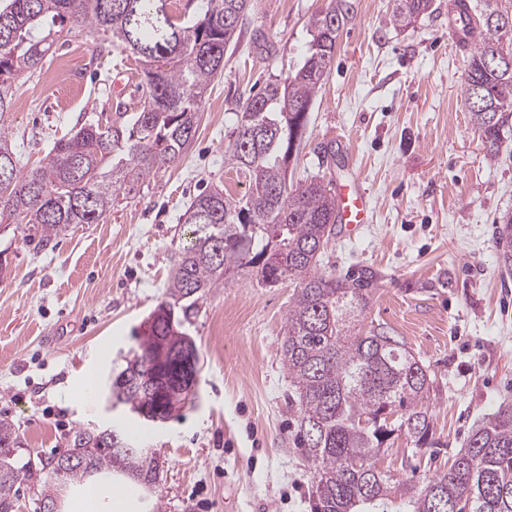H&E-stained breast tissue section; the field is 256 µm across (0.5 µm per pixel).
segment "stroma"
Here are the masks:
<instances>
[{"instance_id": "stroma-1", "label": "stroma", "mask_w": 512, "mask_h": 512, "mask_svg": "<svg viewBox=\"0 0 512 512\" xmlns=\"http://www.w3.org/2000/svg\"><path fill=\"white\" fill-rule=\"evenodd\" d=\"M330 4L251 0L186 154L117 197L99 223L70 225L47 246L27 224L0 226V419L13 421L32 461L17 482L18 512H37L50 477L41 462L69 448L78 425L125 429L160 456L156 492L137 493L132 512L156 503L162 512H313L281 359L292 283L242 276L197 300L186 329L198 389L167 422L148 426L110 407L108 384L165 299L170 267L191 240L187 207L216 185L236 198L249 191L224 160L236 112L295 69L311 16ZM449 6L433 0L432 15L401 28L391 0H353L288 167L296 184L355 174L371 193L370 222L349 238L335 233L318 270H373L378 287L361 328L390 327L430 370V444L395 436L379 461L415 483L446 471L472 427L512 405V276L500 271L493 233L512 210V132L487 155L462 97L469 53L448 32ZM142 79L109 34L63 30L42 68L17 77L0 133L23 169H36L81 124L140 111ZM90 371L97 391L85 399Z\"/></svg>"}]
</instances>
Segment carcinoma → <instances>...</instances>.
<instances>
[{"instance_id":"carcinoma-1","label":"carcinoma","mask_w":512,"mask_h":512,"mask_svg":"<svg viewBox=\"0 0 512 512\" xmlns=\"http://www.w3.org/2000/svg\"><path fill=\"white\" fill-rule=\"evenodd\" d=\"M169 0H3L0 4V118L12 104L13 76L37 68L66 25L102 30L142 66L145 101L139 112H116L101 125L88 123L60 139L46 165L27 173L9 140L0 134V222L20 220L48 243L72 224H96L120 192L182 157L201 120L200 105L211 82L224 72V51L235 38L250 0H207L202 18L179 23ZM432 11V0H393L396 26L408 27ZM351 0L312 16V40L299 68L268 84L236 113L224 159L249 179L248 195L234 199L221 187L198 195L182 215L194 226V243L170 270L166 300L174 323L159 320L150 335L178 350L184 324L200 297L239 273L258 284L294 283L283 328L281 355L291 391L288 410L297 414L299 447L310 462L315 512H388L398 497L405 512H512V405L481 420L448 472L419 487L378 468L387 438L396 432L427 443L433 422L426 400L428 367L406 343L381 325L362 332L356 322L368 308L377 277L364 269L350 280L317 271L334 235L336 199L318 177L292 185L287 171L308 124V110L328 79L342 26L352 19ZM458 16L478 28L462 94L486 153L497 154L512 130V13ZM501 271L512 276V211L495 221ZM156 364L151 349L126 359L124 405L154 400ZM181 364L163 375V404L187 399L178 381ZM0 506L16 507L15 485L29 463L18 464L22 447L14 425L0 419ZM71 448L91 457V466L70 469L52 481L41 499L65 500L88 481L122 478L147 495L159 475L154 460L135 444L106 442L98 431L77 427Z\"/></svg>"}]
</instances>
